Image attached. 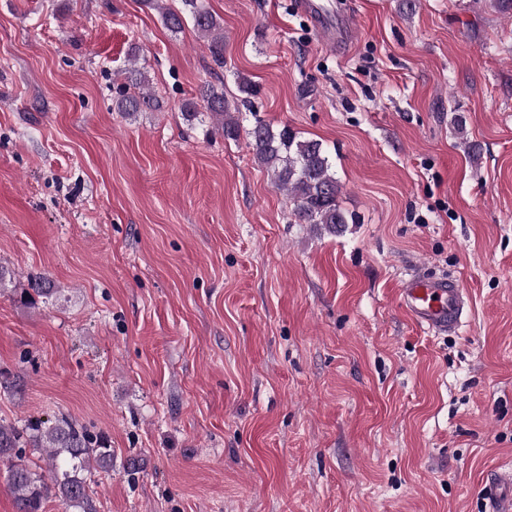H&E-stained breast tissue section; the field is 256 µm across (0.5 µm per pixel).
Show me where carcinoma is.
Masks as SVG:
<instances>
[{
    "label": "carcinoma",
    "instance_id": "obj_1",
    "mask_svg": "<svg viewBox=\"0 0 512 512\" xmlns=\"http://www.w3.org/2000/svg\"><path fill=\"white\" fill-rule=\"evenodd\" d=\"M174 7L167 0H142L145 7L161 13L172 32L191 19L212 58L224 66V25L205 0H179ZM126 89L114 101L119 112L134 113L161 108L149 91L146 71L131 66L125 72ZM217 121L225 137L239 136V116L231 112L224 90L207 84L200 90L199 102L183 106L186 119L198 113L197 107ZM248 146L256 161L267 170L275 188L286 192L298 224H320L331 233L349 223L340 205L343 186L336 178L331 153L314 139H303L292 129L277 130L256 120L246 131ZM41 456L44 469L26 460V450ZM0 460L7 462V485L18 512H43L50 498L62 501L71 512H97L87 484V474L106 471L112 465V449L106 440L92 433L76 419L62 415L55 420L32 418L20 426L0 423Z\"/></svg>",
    "mask_w": 512,
    "mask_h": 512
}]
</instances>
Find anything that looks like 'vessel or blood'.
Here are the masks:
<instances>
[{
    "instance_id": "obj_1",
    "label": "vessel or blood",
    "mask_w": 512,
    "mask_h": 512,
    "mask_svg": "<svg viewBox=\"0 0 512 512\" xmlns=\"http://www.w3.org/2000/svg\"><path fill=\"white\" fill-rule=\"evenodd\" d=\"M400 303L414 322L439 333L461 325L465 292L453 277L413 274L399 290ZM486 512H512V472L495 473L486 492Z\"/></svg>"
}]
</instances>
